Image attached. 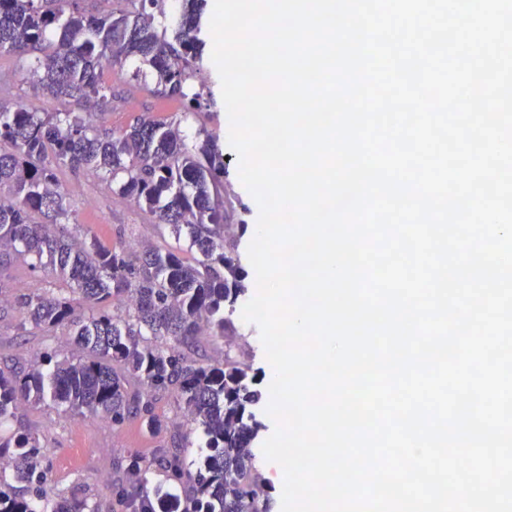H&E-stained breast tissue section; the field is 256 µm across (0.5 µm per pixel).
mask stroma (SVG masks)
<instances>
[{
    "label": "stroma",
    "mask_w": 512,
    "mask_h": 512,
    "mask_svg": "<svg viewBox=\"0 0 512 512\" xmlns=\"http://www.w3.org/2000/svg\"><path fill=\"white\" fill-rule=\"evenodd\" d=\"M31 57L13 53H0V74L12 80L9 93L0 94V107L5 109L20 105L34 112H44L52 107L51 101L34 91L26 81ZM103 80L112 87V98L105 110L94 112L96 125L114 134H121L137 118L166 119L184 112L186 100L161 96L151 91L154 82L149 66L135 67L134 63L116 65L105 69ZM195 90L203 95L198 114L189 116V130L206 129L216 137L226 157L224 182L235 196L245 202L248 211L247 229L237 237L236 253L245 272L246 297L256 293L254 269L248 258L252 240V227L256 224L259 208L252 195L242 185L238 175V162L229 142V120L221 94V82L211 58L203 63L192 81ZM57 178L67 194V200L76 215L82 232L95 236L106 245H130L147 241L160 246H179L188 249V240H174L161 235L148 216L130 202L121 200L112 192L110 182L84 170L60 168ZM234 333L227 342L198 339L187 355L199 362H208L220 356L225 345H232L238 361L255 379L261 400L255 408L256 418L263 425L260 439H267L274 431L273 420L267 415L270 402L268 386L272 380V367L265 357L260 330L254 323L244 321L241 306H234L229 315ZM59 350L78 353L74 343L64 342L62 336H49L42 332L23 333L17 329V314L7 309L0 312V362L8 361L26 367L46 351ZM155 411L164 418L161 431L146 429L139 417L133 416L124 423L90 417L65 415L48 406L18 408L7 424V431L25 429L38 433L48 448L51 478L57 488L65 489L74 484H85L89 492L101 503V512H126V505L112 489L119 476V465L130 454L137 453L153 459L163 451L180 446L190 427L182 412L167 395H158Z\"/></svg>",
    "instance_id": "obj_1"
}]
</instances>
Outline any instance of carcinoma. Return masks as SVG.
<instances>
[{"label": "carcinoma", "instance_id": "1", "mask_svg": "<svg viewBox=\"0 0 512 512\" xmlns=\"http://www.w3.org/2000/svg\"><path fill=\"white\" fill-rule=\"evenodd\" d=\"M165 2L117 0L120 9L90 16L80 0H0V53H39L33 89L99 107L112 96L104 65L137 57L154 70L156 93L178 95L193 110L202 93L184 88L202 60L206 3L183 0L169 38L155 23L166 18ZM185 118H139L115 136L66 109L0 110V270L14 254L38 281L0 308L18 313L23 332L68 330L81 350L46 352L27 370L0 368V422L27 403L114 423L135 414L159 429L153 397L166 392L199 435L185 443L197 447V466L188 468L182 453L157 463L129 456L131 512H270L254 452L259 394L248 373L228 350L206 364L185 353L199 336L233 332L224 308L245 292L234 255L244 223L224 222V153L204 129L187 144ZM64 166L111 181L157 227L186 235L199 257L189 263L176 248H112L67 232L72 210L56 175ZM50 275L67 287H53ZM127 372L141 390L130 391ZM44 456L38 434H0V512H99L85 490L54 488Z\"/></svg>", "mask_w": 512, "mask_h": 512}]
</instances>
